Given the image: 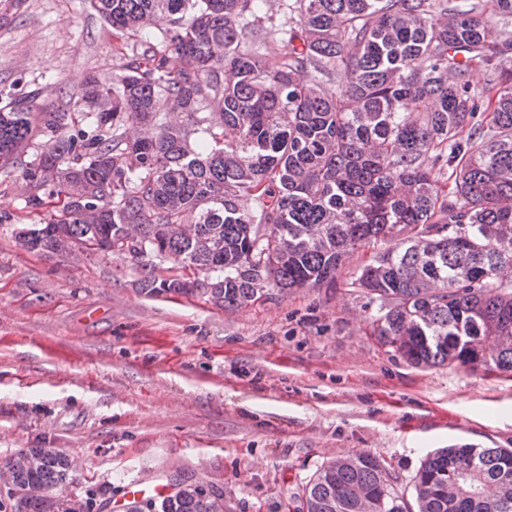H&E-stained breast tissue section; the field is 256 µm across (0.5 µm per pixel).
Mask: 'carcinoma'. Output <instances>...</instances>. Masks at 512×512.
Segmentation results:
<instances>
[{
	"label": "carcinoma",
	"mask_w": 512,
	"mask_h": 512,
	"mask_svg": "<svg viewBox=\"0 0 512 512\" xmlns=\"http://www.w3.org/2000/svg\"><path fill=\"white\" fill-rule=\"evenodd\" d=\"M91 5L120 36L167 27L71 106L0 108V165L33 152L25 208L49 213L19 229L24 248L170 259L143 289L226 310L331 286L356 249L391 242L351 282L381 301L371 335L417 366L512 376V37L492 23L512 0H293L274 63L263 0ZM74 468L27 448L0 482L26 491L13 512H92L53 494ZM147 506L224 508L194 483ZM297 512H512V448H443L410 493L369 453L334 459Z\"/></svg>",
	"instance_id": "obj_1"
}]
</instances>
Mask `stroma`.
I'll list each match as a JSON object with an SVG mask.
<instances>
[{
	"instance_id": "35a3bbf8",
	"label": "stroma",
	"mask_w": 512,
	"mask_h": 512,
	"mask_svg": "<svg viewBox=\"0 0 512 512\" xmlns=\"http://www.w3.org/2000/svg\"><path fill=\"white\" fill-rule=\"evenodd\" d=\"M157 33L117 40L89 0H0V106H62ZM24 191L0 168V459L65 452V494H95L98 512H131L130 481L173 477L222 493L224 512H289L336 458L373 454L405 487L437 449L512 448V377L419 368L372 336L379 303L350 282L385 242L334 286L221 310L147 294L125 256L28 251Z\"/></svg>"
}]
</instances>
